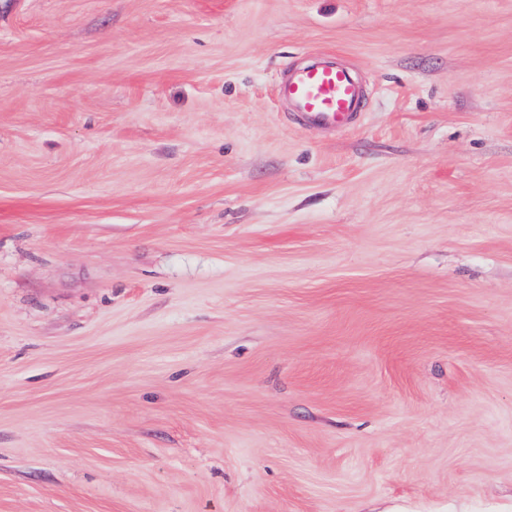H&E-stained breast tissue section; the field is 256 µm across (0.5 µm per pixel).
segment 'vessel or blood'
Here are the masks:
<instances>
[{"instance_id":"vessel-or-blood-1","label":"vessel or blood","mask_w":512,"mask_h":512,"mask_svg":"<svg viewBox=\"0 0 512 512\" xmlns=\"http://www.w3.org/2000/svg\"><path fill=\"white\" fill-rule=\"evenodd\" d=\"M281 103L306 125L339 130L353 124L363 90L349 68L316 57L308 66L287 70L276 85Z\"/></svg>"}]
</instances>
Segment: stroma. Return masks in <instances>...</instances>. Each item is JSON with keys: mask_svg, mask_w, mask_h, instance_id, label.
<instances>
[{"mask_svg": "<svg viewBox=\"0 0 512 512\" xmlns=\"http://www.w3.org/2000/svg\"><path fill=\"white\" fill-rule=\"evenodd\" d=\"M0 512H512V0H0ZM281 103L306 125L339 130L353 124L363 90L349 68L318 56L308 66L287 70L276 85Z\"/></svg>", "mask_w": 512, "mask_h": 512, "instance_id": "stroma-1", "label": "stroma"}]
</instances>
